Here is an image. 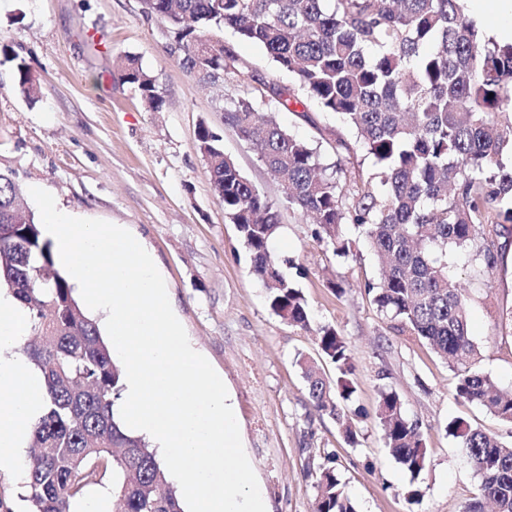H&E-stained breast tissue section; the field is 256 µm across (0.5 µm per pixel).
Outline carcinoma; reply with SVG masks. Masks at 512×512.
<instances>
[{
  "instance_id": "obj_1",
  "label": "carcinoma",
  "mask_w": 512,
  "mask_h": 512,
  "mask_svg": "<svg viewBox=\"0 0 512 512\" xmlns=\"http://www.w3.org/2000/svg\"><path fill=\"white\" fill-rule=\"evenodd\" d=\"M142 2L145 13L166 24L180 64L199 81L241 80L234 46L213 34L223 28L260 44L294 80L287 86L259 78L224 107L225 123L278 184L279 202L244 176L209 126H199L196 142L271 311L293 327H310L308 302L281 269L293 261L274 256L278 203L311 218L315 237L337 255L350 250L343 227L351 225L381 266L380 280L365 284L378 309L448 362L457 397L512 424V388L496 387L476 369L467 289L448 276L446 262L452 245L493 267L507 231L497 219L499 205L512 197V42L486 38L465 14L464 0ZM17 72L22 93L38 98L25 65ZM125 76L150 111L162 109L153 77L136 60L128 59ZM310 101L355 135L352 144L326 129L337 157L332 176L319 151L277 120L278 110L308 117ZM367 161L375 169L368 178ZM0 289L27 309L30 333L39 338L23 348L43 385L24 468L29 512H72L90 488L109 483L117 512H185L156 451L114 413L124 368L84 314L19 185L2 172ZM318 349L320 360L298 359L309 401L336 419L354 445L361 412L348 405L356 391L351 349L331 326L321 327ZM321 360L335 366L336 378H325ZM377 418L395 460L417 477L427 446L395 391L379 389ZM448 434L480 479L479 495L464 512H485L489 503L493 512H512V444L458 420ZM317 488L316 512H356L336 469H322Z\"/></svg>"
}]
</instances>
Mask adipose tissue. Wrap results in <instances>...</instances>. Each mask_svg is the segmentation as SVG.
Returning <instances> with one entry per match:
<instances>
[{
	"mask_svg": "<svg viewBox=\"0 0 512 512\" xmlns=\"http://www.w3.org/2000/svg\"><path fill=\"white\" fill-rule=\"evenodd\" d=\"M26 310L0 293V471H12L42 412L41 380L16 351L29 333Z\"/></svg>",
	"mask_w": 512,
	"mask_h": 512,
	"instance_id": "obj_1",
	"label": "adipose tissue"
}]
</instances>
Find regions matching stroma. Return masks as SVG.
I'll return each instance as SVG.
<instances>
[{
	"label": "stroma",
	"mask_w": 512,
	"mask_h": 512,
	"mask_svg": "<svg viewBox=\"0 0 512 512\" xmlns=\"http://www.w3.org/2000/svg\"><path fill=\"white\" fill-rule=\"evenodd\" d=\"M234 44L245 77L280 83L260 45ZM137 58L164 100L149 111L125 78ZM41 88L29 102L18 64ZM228 87L205 86L186 72L174 44L141 0H0V171L22 189L49 191L56 206L80 218L127 225L163 269L172 309L193 347L207 358L234 397L245 453L269 512H315L323 468H335L358 512H463L477 494L449 422L462 420L512 442V425L456 397L447 362L381 314L364 285L380 277L362 239L348 257L316 240L313 224L280 210L279 256L304 273L298 280L310 308L311 330L295 328L269 308L250 271L235 224L212 189L196 148L199 125L221 137L225 154L271 199L276 182L257 153L224 122ZM309 119L281 111L292 135L317 147L324 165L336 153L318 130L338 120L310 106ZM448 274L469 295V327L480 348L478 369L498 386H512V238L493 268L456 249ZM333 326L349 342L360 410L357 445L335 420L310 404L298 356H316L314 329ZM395 391L405 415L419 422L428 464L411 478L393 458L377 419L378 391ZM419 495L407 500L406 491Z\"/></svg>",
	"instance_id": "35a3bbf8"
}]
</instances>
